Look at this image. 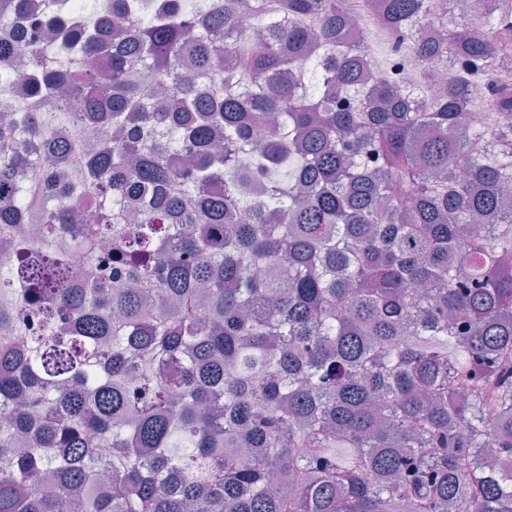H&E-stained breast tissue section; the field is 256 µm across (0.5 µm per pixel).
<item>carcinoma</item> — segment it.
Listing matches in <instances>:
<instances>
[{"label": "carcinoma", "mask_w": 512, "mask_h": 512, "mask_svg": "<svg viewBox=\"0 0 512 512\" xmlns=\"http://www.w3.org/2000/svg\"><path fill=\"white\" fill-rule=\"evenodd\" d=\"M72 8L0 0V512H512V18L424 99L340 0Z\"/></svg>", "instance_id": "1"}]
</instances>
